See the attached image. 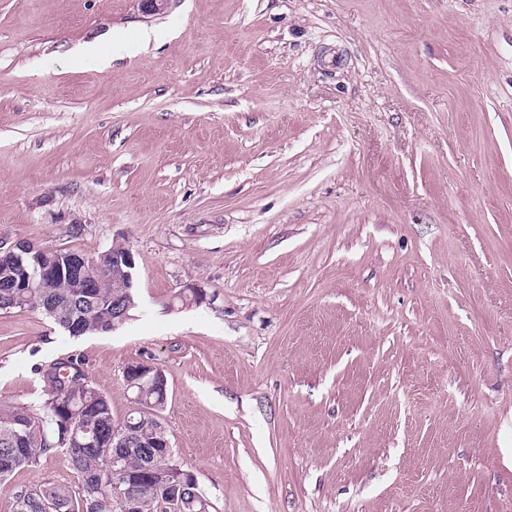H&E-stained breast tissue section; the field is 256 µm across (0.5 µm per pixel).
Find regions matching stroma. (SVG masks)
<instances>
[{"label":"stroma","mask_w":512,"mask_h":512,"mask_svg":"<svg viewBox=\"0 0 512 512\" xmlns=\"http://www.w3.org/2000/svg\"><path fill=\"white\" fill-rule=\"evenodd\" d=\"M18 241L128 245L137 308L0 312V408L74 357L121 421L147 362L210 512H512V0H0Z\"/></svg>","instance_id":"1"}]
</instances>
